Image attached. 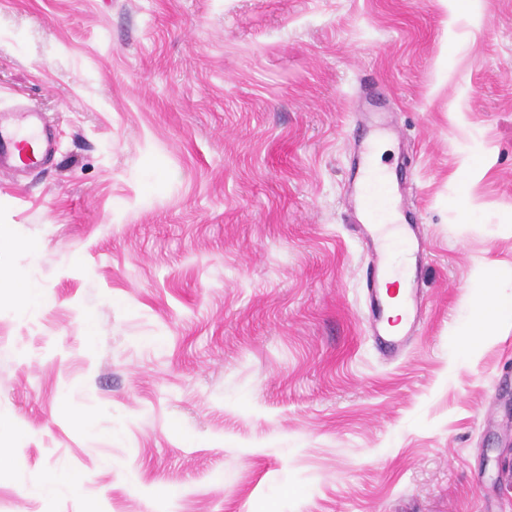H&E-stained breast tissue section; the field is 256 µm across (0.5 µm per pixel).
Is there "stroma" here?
I'll use <instances>...</instances> for the list:
<instances>
[{
  "mask_svg": "<svg viewBox=\"0 0 512 512\" xmlns=\"http://www.w3.org/2000/svg\"><path fill=\"white\" fill-rule=\"evenodd\" d=\"M369 91L422 226L392 363L345 198ZM19 99L59 152L0 173V279L52 297L0 287V512H512V322L464 338L512 288V0H0ZM15 288H21L18 294V309L22 313L35 310L47 302L44 290L35 284L16 281ZM418 292V288H412V292L402 299L404 324L400 331L387 329L376 320L377 323L373 326L372 336L377 343L380 354L384 357L394 358L399 356L414 336L420 322Z\"/></svg>",
  "mask_w": 512,
  "mask_h": 512,
  "instance_id": "1",
  "label": "stroma"
}]
</instances>
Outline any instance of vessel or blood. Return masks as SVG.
I'll list each match as a JSON object with an SVG mask.
<instances>
[{
  "label": "vessel or blood",
  "instance_id": "1",
  "mask_svg": "<svg viewBox=\"0 0 512 512\" xmlns=\"http://www.w3.org/2000/svg\"><path fill=\"white\" fill-rule=\"evenodd\" d=\"M374 150V137L364 136L349 169L348 181L353 191L354 225L372 247L367 293L371 306L377 307L385 302L382 283L391 273L382 246L390 244L398 255L412 251L415 217L409 206L397 202L401 183L392 173L375 166ZM55 153L54 134L35 105L21 102L0 113V170L22 173L30 167L51 163ZM402 306L401 330L393 331L380 323L372 330L380 354L387 358L402 353L419 324L417 293H408Z\"/></svg>",
  "mask_w": 512,
  "mask_h": 512
}]
</instances>
